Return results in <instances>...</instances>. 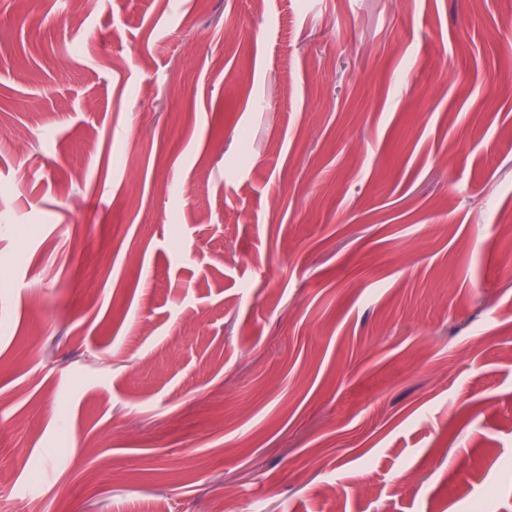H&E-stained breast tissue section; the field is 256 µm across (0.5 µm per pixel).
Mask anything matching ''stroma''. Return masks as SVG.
<instances>
[{"mask_svg": "<svg viewBox=\"0 0 512 512\" xmlns=\"http://www.w3.org/2000/svg\"><path fill=\"white\" fill-rule=\"evenodd\" d=\"M512 0H0V512H512Z\"/></svg>", "mask_w": 512, "mask_h": 512, "instance_id": "1", "label": "stroma"}]
</instances>
